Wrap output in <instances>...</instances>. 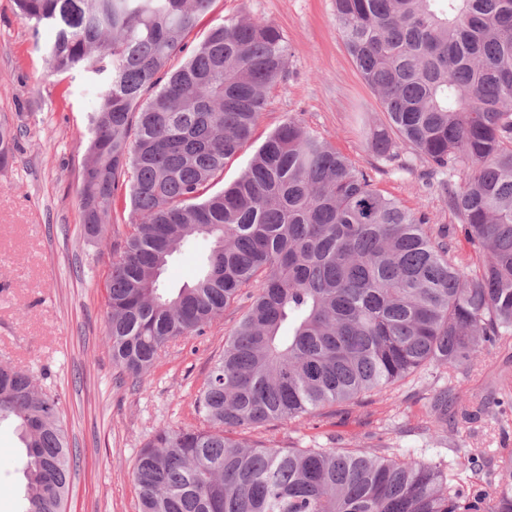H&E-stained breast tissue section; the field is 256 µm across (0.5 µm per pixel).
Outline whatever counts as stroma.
Segmentation results:
<instances>
[{
  "mask_svg": "<svg viewBox=\"0 0 512 512\" xmlns=\"http://www.w3.org/2000/svg\"><path fill=\"white\" fill-rule=\"evenodd\" d=\"M213 18L274 23L288 42V68L267 92L251 141L224 167L225 182L247 168L256 148L288 118L325 137L374 186L427 214L431 230L459 223L426 163L411 149L401 160H377L367 140L387 114L364 83L336 30L334 0H216ZM0 0V121L18 131L9 166L0 169V364L32 373L58 403L72 459L65 512H141L134 467L163 428L199 427L195 401L248 296L211 322L204 335L171 340L140 381L112 361L106 332V282L130 231L117 220L107 238L86 235L80 207L88 115L96 96L78 74L46 71L43 44ZM69 97H62V90ZM512 381V346L483 357L472 371L449 374L429 364L385 391L324 408L299 421L239 428L240 444L266 448L321 446L394 455L405 451L436 463L452 448L482 451L484 478L502 481L501 457L512 454V408H491L462 428L425 433L429 399L450 385V397H480ZM24 448L13 421H0V512H22Z\"/></svg>",
  "mask_w": 512,
  "mask_h": 512,
  "instance_id": "obj_1",
  "label": "stroma"
}]
</instances>
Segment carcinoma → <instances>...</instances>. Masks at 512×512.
<instances>
[{
    "label": "carcinoma",
    "instance_id": "cac0c4a2",
    "mask_svg": "<svg viewBox=\"0 0 512 512\" xmlns=\"http://www.w3.org/2000/svg\"><path fill=\"white\" fill-rule=\"evenodd\" d=\"M214 2L14 0L22 21L51 32V72L97 77L83 224L103 238L121 209L132 228L107 283L112 360L140 379L170 340L202 335L262 279L196 400L207 427L162 429L141 449L142 512H512V482H453L410 452L228 437L380 393L431 362L472 369L512 344V0H335L337 31L388 115L373 152L425 160L482 257L474 270L458 261L456 230L428 235L425 215L296 118L213 190L288 63L267 21L219 22L189 45ZM15 138L0 124L1 169ZM199 239L195 279L164 287L169 260ZM430 409L433 428L448 424V389ZM2 415L24 443L25 512H62L57 402L16 370L0 385Z\"/></svg>",
    "mask_w": 512,
    "mask_h": 512
}]
</instances>
